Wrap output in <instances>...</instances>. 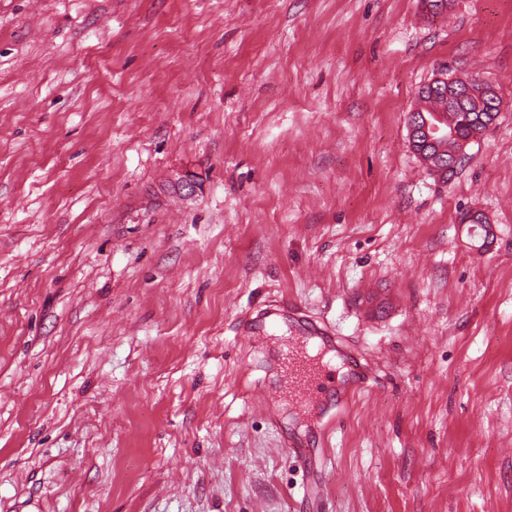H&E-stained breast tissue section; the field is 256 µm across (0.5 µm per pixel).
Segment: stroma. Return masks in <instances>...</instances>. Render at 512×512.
<instances>
[{
    "label": "stroma",
    "instance_id": "obj_1",
    "mask_svg": "<svg viewBox=\"0 0 512 512\" xmlns=\"http://www.w3.org/2000/svg\"><path fill=\"white\" fill-rule=\"evenodd\" d=\"M443 72L502 99L447 181ZM281 301L379 381L329 435ZM291 432L317 512H512V0H0V512H307ZM285 448L295 453L297 461L307 472L314 471L318 463L324 458L325 448H306L300 442L292 439L284 441Z\"/></svg>",
    "mask_w": 512,
    "mask_h": 512
}]
</instances>
